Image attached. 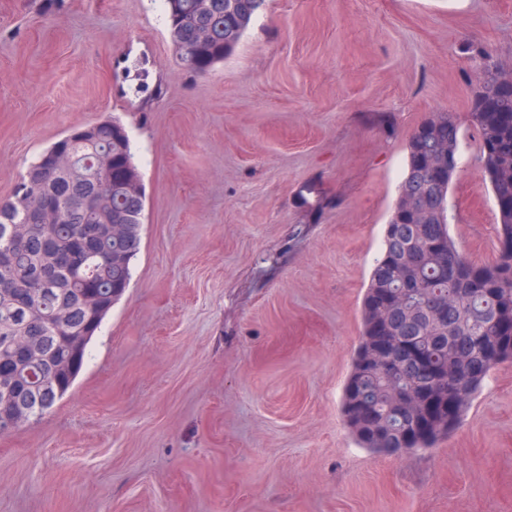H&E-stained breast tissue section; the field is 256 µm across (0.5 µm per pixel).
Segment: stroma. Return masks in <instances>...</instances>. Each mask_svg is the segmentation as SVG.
<instances>
[{
  "instance_id": "stroma-1",
  "label": "stroma",
  "mask_w": 512,
  "mask_h": 512,
  "mask_svg": "<svg viewBox=\"0 0 512 512\" xmlns=\"http://www.w3.org/2000/svg\"><path fill=\"white\" fill-rule=\"evenodd\" d=\"M470 41L511 63L512 0H267L204 74L180 65L162 0H0V202L70 129L112 118L146 197L73 388L0 434V512H512V363L414 454L357 447L340 414L407 140L465 118ZM478 149L466 129L450 233L488 263Z\"/></svg>"
}]
</instances>
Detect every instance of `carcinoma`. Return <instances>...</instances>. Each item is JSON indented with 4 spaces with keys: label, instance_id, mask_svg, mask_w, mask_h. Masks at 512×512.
<instances>
[{
    "label": "carcinoma",
    "instance_id": "carcinoma-1",
    "mask_svg": "<svg viewBox=\"0 0 512 512\" xmlns=\"http://www.w3.org/2000/svg\"><path fill=\"white\" fill-rule=\"evenodd\" d=\"M266 0H164L168 34L188 47L180 60L204 73L231 55ZM206 43L195 47V31ZM469 126L480 147L481 179L490 187L498 254L473 266L450 234L453 176L433 177L437 156L461 154L455 116L438 112L407 143V171L384 231L361 307L363 331L343 386L344 423L361 448L404 456L454 433L490 374L486 364L512 361V90L478 83ZM77 157L57 175L43 152L20 177L42 176L28 204L10 213L20 231L0 222V418L23 405L37 419L73 387L88 346L131 279L141 243L145 200L129 197L121 161L133 159L126 128L103 122L90 146L59 139ZM110 151L112 174L93 156ZM126 233L112 236L117 217ZM69 313L62 325L51 312ZM82 337L77 347L72 335Z\"/></svg>",
    "mask_w": 512,
    "mask_h": 512
}]
</instances>
